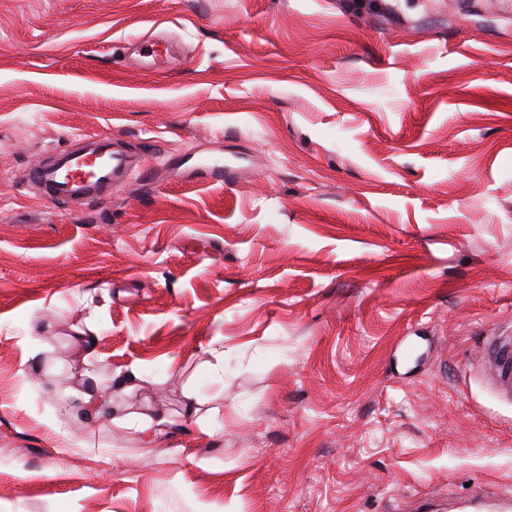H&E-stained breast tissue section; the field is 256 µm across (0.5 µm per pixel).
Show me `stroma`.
<instances>
[{"label": "stroma", "mask_w": 512, "mask_h": 512, "mask_svg": "<svg viewBox=\"0 0 512 512\" xmlns=\"http://www.w3.org/2000/svg\"><path fill=\"white\" fill-rule=\"evenodd\" d=\"M93 133L148 176L26 186ZM511 324L512 0H0V512H461ZM483 358L499 390L512 399V329L503 328L486 336Z\"/></svg>", "instance_id": "obj_1"}]
</instances>
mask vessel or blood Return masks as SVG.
<instances>
[{"instance_id": "obj_1", "label": "vessel or blood", "mask_w": 512, "mask_h": 512, "mask_svg": "<svg viewBox=\"0 0 512 512\" xmlns=\"http://www.w3.org/2000/svg\"><path fill=\"white\" fill-rule=\"evenodd\" d=\"M141 156L118 138L89 134L79 147L54 150L50 162L33 167L28 184L42 197L65 207L90 205L111 197L113 190L144 175ZM483 358L493 373L499 390L512 398V329L488 335ZM468 512H512V494L490 500L473 496Z\"/></svg>"}]
</instances>
